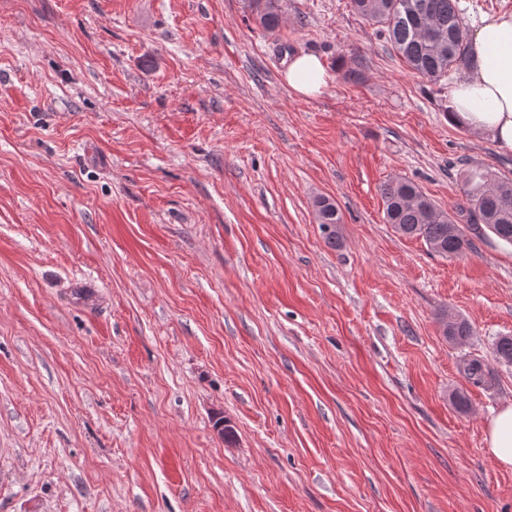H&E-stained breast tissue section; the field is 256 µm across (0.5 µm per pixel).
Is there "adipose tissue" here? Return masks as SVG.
<instances>
[{"mask_svg": "<svg viewBox=\"0 0 512 512\" xmlns=\"http://www.w3.org/2000/svg\"><path fill=\"white\" fill-rule=\"evenodd\" d=\"M474 72L449 93L448 117L472 133L512 152V14L483 19L471 37ZM297 96L312 98L327 85L324 63L315 55L292 59L285 76ZM490 454L512 468V404L501 407L486 426Z\"/></svg>", "mask_w": 512, "mask_h": 512, "instance_id": "ef3b65f1", "label": "adipose tissue"}]
</instances>
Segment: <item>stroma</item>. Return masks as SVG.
I'll list each match as a JSON object with an SVG mask.
<instances>
[{"label": "stroma", "mask_w": 512, "mask_h": 512, "mask_svg": "<svg viewBox=\"0 0 512 512\" xmlns=\"http://www.w3.org/2000/svg\"><path fill=\"white\" fill-rule=\"evenodd\" d=\"M282 9L269 33L245 0H0V512H512L485 442L512 245L440 257L381 196L407 178L453 215L461 170L512 179V153L350 0ZM288 88L297 96L312 98L327 86L328 73L324 63L315 55L303 54L292 59L286 72ZM314 207L318 224L322 228L330 229L324 231L325 243L331 247H337L340 244L339 237L336 232V224H341L342 218L336 203L327 197H318L314 200ZM449 319L453 322H448V330L443 332L444 338L454 346L466 345L474 335L471 323L463 317L456 319L454 316ZM459 373L470 384L477 387H488L493 379V370L477 357L464 356L459 361Z\"/></svg>", "instance_id": "obj_1"}]
</instances>
